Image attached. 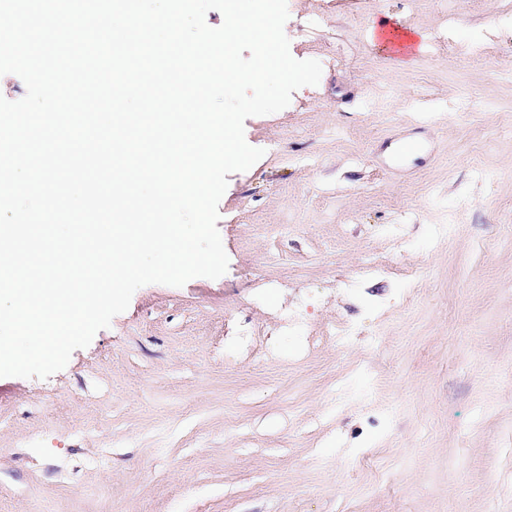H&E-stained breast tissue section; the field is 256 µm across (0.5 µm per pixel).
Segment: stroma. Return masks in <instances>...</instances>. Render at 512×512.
Returning a JSON list of instances; mask_svg holds the SVG:
<instances>
[{"mask_svg":"<svg viewBox=\"0 0 512 512\" xmlns=\"http://www.w3.org/2000/svg\"><path fill=\"white\" fill-rule=\"evenodd\" d=\"M287 3L322 75L244 123L265 154L218 204L227 272L143 286L64 369L0 378V512H512V0ZM382 17L424 32L413 63L371 42ZM286 312L277 359L240 347Z\"/></svg>","mask_w":512,"mask_h":512,"instance_id":"stroma-1","label":"stroma"}]
</instances>
